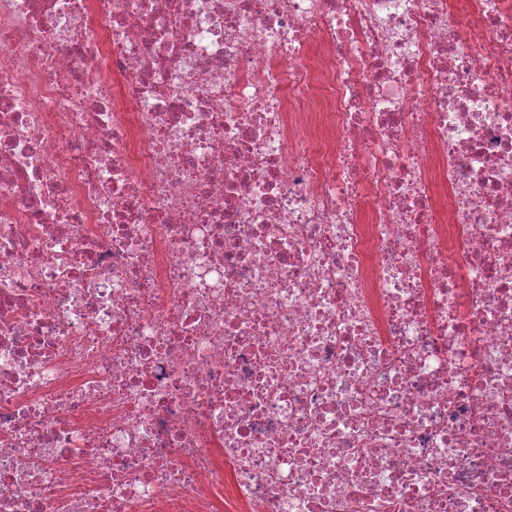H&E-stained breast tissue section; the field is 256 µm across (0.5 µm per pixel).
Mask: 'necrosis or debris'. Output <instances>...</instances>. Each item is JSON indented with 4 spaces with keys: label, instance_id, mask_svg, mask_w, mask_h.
<instances>
[{
    "label": "necrosis or debris",
    "instance_id": "1",
    "mask_svg": "<svg viewBox=\"0 0 512 512\" xmlns=\"http://www.w3.org/2000/svg\"><path fill=\"white\" fill-rule=\"evenodd\" d=\"M0 512H512V0H0Z\"/></svg>",
    "mask_w": 512,
    "mask_h": 512
}]
</instances>
